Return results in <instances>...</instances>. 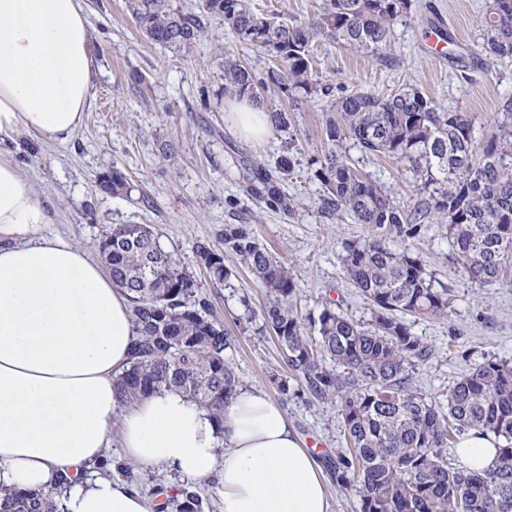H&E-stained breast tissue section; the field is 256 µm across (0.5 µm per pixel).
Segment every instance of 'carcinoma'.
I'll return each instance as SVG.
<instances>
[{
	"label": "carcinoma",
	"instance_id": "obj_1",
	"mask_svg": "<svg viewBox=\"0 0 512 512\" xmlns=\"http://www.w3.org/2000/svg\"><path fill=\"white\" fill-rule=\"evenodd\" d=\"M147 37L191 49L202 40L206 17L219 15L238 43L273 58L288 98L332 95L312 80L317 41L329 39L383 60L392 50L391 25L410 14L413 0H322L305 21L255 12L249 0H204L200 13L171 0H128ZM482 50L512 60V0H486L480 18ZM266 87L231 54L224 57V93L263 107ZM337 117L327 124L334 149L316 161L328 215L346 213L369 234L344 246L343 272L372 304L371 322L355 321L335 301L304 321L294 305L297 283L249 224L224 225V250L196 246L199 266L222 284L232 275L224 253L240 257L266 289L259 333L271 334L290 375L270 382L283 394H307L338 409L346 450L328 461L337 486L355 491L360 512H512V362L488 361L457 381L443 398L423 396L415 384L431 349L411 332L404 315L446 316L448 289L436 287L411 244L437 217L448 224L453 253L481 287L508 282L512 273V100L501 108L497 133L475 144L466 112L444 111L420 89L403 85L379 96L341 91ZM369 156L395 160L420 182L419 200L398 206L391 195L339 151L346 140ZM250 190L267 193L284 209L271 173L256 169ZM114 194L126 186L114 170L100 181ZM396 233L392 249L386 234ZM99 250L115 287L129 297L136 339L129 367L116 379L119 404L177 389L210 411L216 422L240 385L230 360L232 336L215 315L193 272L143 224H117ZM297 385L290 384V381ZM472 430L498 444L495 464L478 473L451 462L448 443ZM54 494L3 491L0 512H57ZM179 512H201L202 500L177 488Z\"/></svg>",
	"mask_w": 512,
	"mask_h": 512
}]
</instances>
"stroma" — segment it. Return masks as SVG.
Wrapping results in <instances>:
<instances>
[{
	"instance_id": "obj_1",
	"label": "stroma",
	"mask_w": 512,
	"mask_h": 512,
	"mask_svg": "<svg viewBox=\"0 0 512 512\" xmlns=\"http://www.w3.org/2000/svg\"><path fill=\"white\" fill-rule=\"evenodd\" d=\"M128 0H84L90 23L94 78L83 121L66 141L25 139L18 153L52 221L42 236L66 238L98 256L101 237L114 224H150L214 303L236 338L230 359L243 387L263 390L281 406L301 445L326 465L343 446L334 404L302 395H283L271 375H287L274 337L259 334L257 317L267 294L243 260L226 253L229 282L211 281L196 264L198 244L223 250L224 227L252 225L259 239L287 263L297 281L295 306L315 317L325 300L341 302L354 320L368 322L370 304L345 277L341 254L367 229L347 215L323 212L325 189L313 164L330 148L326 124L330 98L300 99L288 128L268 130L263 141L238 135L225 119L224 56L245 60L268 88L271 106L288 100L272 74L267 53L237 43L222 18L209 17L201 44L185 52L151 41L137 26ZM485 0H414L409 16L392 27L394 51L379 61L331 40H320L314 69L333 88L386 95L403 84L419 87L441 109L470 113L477 141L494 132L503 101L512 98V62L478 59ZM444 25L474 59L468 68L431 52L429 36ZM341 151L373 181L408 207L417 185L392 160L359 152L352 141ZM290 172H279L283 159ZM277 171L276 184L292 212L249 192L256 166ZM119 170L126 187L102 190L101 179ZM420 261L447 288V317H408L413 333L433 354L419 363L415 383L428 398L489 360L512 361V286L483 288L453 259L445 224L433 220L415 243Z\"/></svg>"
}]
</instances>
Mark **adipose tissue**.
I'll list each match as a JSON object with an SVG mask.
<instances>
[{
	"label": "adipose tissue",
	"instance_id": "adipose-tissue-1",
	"mask_svg": "<svg viewBox=\"0 0 512 512\" xmlns=\"http://www.w3.org/2000/svg\"><path fill=\"white\" fill-rule=\"evenodd\" d=\"M89 43L82 0H0V489L60 490L61 512H154L127 481L95 474L116 431L132 464L216 478L220 512H329L320 466L261 390L238 391L220 426L176 390L119 408L130 302L86 250L38 236L49 212L16 160L22 138L80 126ZM457 455L485 471L496 441L470 431Z\"/></svg>",
	"mask_w": 512,
	"mask_h": 512
}]
</instances>
